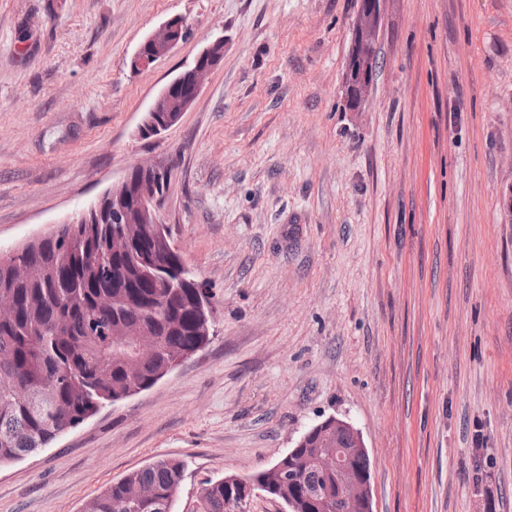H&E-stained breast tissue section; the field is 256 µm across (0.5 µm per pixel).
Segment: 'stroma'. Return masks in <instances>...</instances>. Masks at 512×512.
<instances>
[{"label": "stroma", "instance_id": "1", "mask_svg": "<svg viewBox=\"0 0 512 512\" xmlns=\"http://www.w3.org/2000/svg\"><path fill=\"white\" fill-rule=\"evenodd\" d=\"M355 0H0V249L137 162L214 334L150 389L0 467V512H82L183 461L176 512L336 416L374 512H512V0H384L373 85L344 106ZM174 16L188 37L139 70ZM162 137L137 126L216 35Z\"/></svg>", "mask_w": 512, "mask_h": 512}]
</instances>
